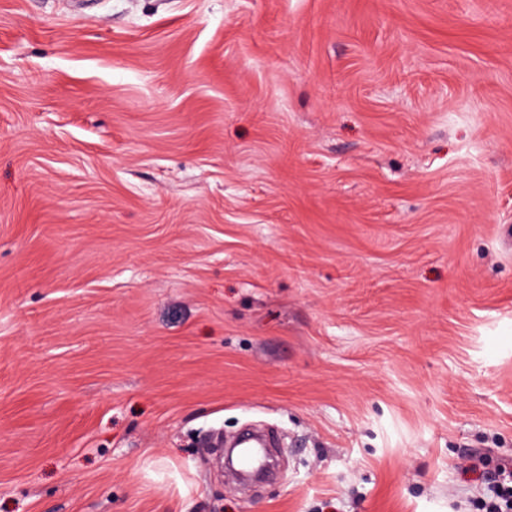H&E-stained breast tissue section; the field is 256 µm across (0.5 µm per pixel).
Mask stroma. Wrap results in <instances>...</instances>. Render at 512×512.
<instances>
[{"instance_id": "1", "label": "stroma", "mask_w": 512, "mask_h": 512, "mask_svg": "<svg viewBox=\"0 0 512 512\" xmlns=\"http://www.w3.org/2000/svg\"><path fill=\"white\" fill-rule=\"evenodd\" d=\"M508 452L512 0H0V512H457Z\"/></svg>"}]
</instances>
